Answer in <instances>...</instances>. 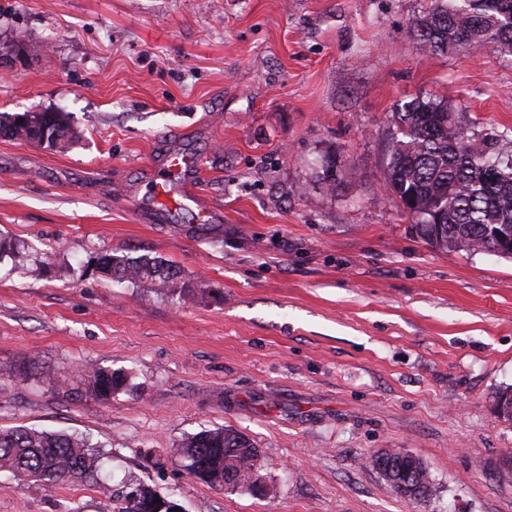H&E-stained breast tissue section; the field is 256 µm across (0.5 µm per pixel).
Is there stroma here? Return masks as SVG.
<instances>
[{
    "label": "stroma",
    "instance_id": "35a3bbf8",
    "mask_svg": "<svg viewBox=\"0 0 512 512\" xmlns=\"http://www.w3.org/2000/svg\"><path fill=\"white\" fill-rule=\"evenodd\" d=\"M427 0H0V113L63 112L51 148L0 137V427L82 433L107 487L0 472V512H103L134 477L185 512H512V259L421 239L384 174L396 104L450 100L512 127V59L429 54ZM200 172L153 185L169 153ZM336 184L319 182L326 160ZM55 250L54 267L37 260ZM159 256L197 293L118 283L104 253ZM130 378L109 405L63 397L85 361ZM229 427L267 494L191 477L179 445ZM419 457L426 501L373 467Z\"/></svg>",
    "mask_w": 512,
    "mask_h": 512
}]
</instances>
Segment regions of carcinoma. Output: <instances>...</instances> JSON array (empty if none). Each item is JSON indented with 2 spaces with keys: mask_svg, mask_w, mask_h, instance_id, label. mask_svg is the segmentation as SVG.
Wrapping results in <instances>:
<instances>
[{
  "mask_svg": "<svg viewBox=\"0 0 512 512\" xmlns=\"http://www.w3.org/2000/svg\"><path fill=\"white\" fill-rule=\"evenodd\" d=\"M409 32L421 50L437 54L462 49L512 56V0H430ZM384 187L409 207L406 215L427 243L446 251H491L488 230L512 226V152L500 147L512 128L477 131L463 124L446 98L416 97L392 113ZM10 126L13 140L60 146L75 138L63 112L0 113V127ZM0 255L25 267L27 247L0 242ZM96 269L118 282L147 287L167 297L183 298L191 288L181 270L159 257L106 254ZM80 386L65 378L54 384L65 393H84L109 402L124 391L128 377L120 370L88 363L78 370ZM186 472L216 489L224 488L231 466L247 482L257 471L258 449L248 436L226 427L204 429L178 448ZM102 454L83 434L49 432L24 425L0 429V470L22 484L53 489L63 483L99 482ZM170 498L141 481L123 483L109 497L104 512H159Z\"/></svg>",
  "mask_w": 512,
  "mask_h": 512,
  "instance_id": "1",
  "label": "carcinoma"
}]
</instances>
